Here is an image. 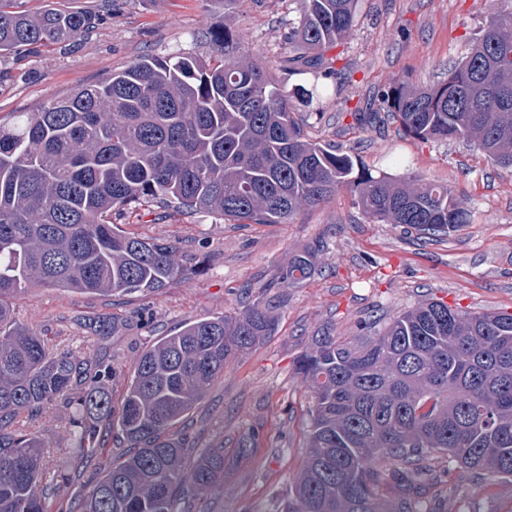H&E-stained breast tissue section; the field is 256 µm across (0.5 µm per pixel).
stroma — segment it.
<instances>
[{
    "mask_svg": "<svg viewBox=\"0 0 512 512\" xmlns=\"http://www.w3.org/2000/svg\"><path fill=\"white\" fill-rule=\"evenodd\" d=\"M512 0H360L355 32L345 45L351 79L328 78L326 95L297 103L308 136L353 151L372 174L444 183L473 213L472 223L428 237L399 224H373L341 190L285 224H236L202 214H174L150 206L117 222L126 232L173 241L191 269L182 283L158 294L106 297L32 288L14 302L19 320L41 333L56 352L103 366L101 384L120 408L143 350L188 321L232 315L271 303L278 325L248 354L228 360L224 373L180 423L190 458L224 447V478L190 499L192 512H285L303 466L310 394L296 371L313 337L331 332L350 341L367 320L388 321L429 299L464 312L512 313V169L492 164L463 140L420 141L392 120L352 127L351 109L371 103L400 82L430 85L461 59L491 13ZM294 0H239L232 22L207 0H115L112 14L92 33L61 49L0 60V119L35 112L50 98L103 80L144 55L190 53L209 59L204 30L231 28L242 50L266 61L288 87L313 88V74L288 75L278 62L282 35L297 21ZM314 257L312 275L282 286L277 276L297 254ZM74 396L14 421V432L45 443V464L60 475L49 512H69L123 450L107 441L84 448L74 421ZM254 435L252 453L236 446ZM425 512H512V481L466 482L428 500Z\"/></svg>",
    "mask_w": 512,
    "mask_h": 512,
    "instance_id": "obj_1",
    "label": "stroma"
}]
</instances>
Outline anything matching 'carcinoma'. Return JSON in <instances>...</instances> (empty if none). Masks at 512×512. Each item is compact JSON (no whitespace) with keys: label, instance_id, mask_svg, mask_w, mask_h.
<instances>
[{"label":"carcinoma","instance_id":"cac0c4a2","mask_svg":"<svg viewBox=\"0 0 512 512\" xmlns=\"http://www.w3.org/2000/svg\"><path fill=\"white\" fill-rule=\"evenodd\" d=\"M282 70L336 74L359 0H295ZM103 20L95 11L0 2V60L62 45ZM221 59L143 56L99 84L18 112L0 124V512H46L55 490L42 444L6 433L25 411L73 392L81 435L100 423L128 448L77 512H188L189 493L224 478V447L189 466L168 435L222 374L224 363L276 330L273 307L186 323L137 360L118 413L90 363L51 353L16 319L30 288L94 295L159 293L190 273L176 244L128 234L112 215L156 203L241 224H282L348 190L371 223L445 235L471 222L455 191L373 176L351 154L308 139L293 98L268 65L241 53L229 29L210 34ZM386 113L422 141L463 139L512 168V10L494 13L467 54L438 82H402L381 94ZM363 128L379 113L350 112ZM309 255L280 273L311 275ZM340 341L314 337L299 362L312 397L308 453L286 512H418L463 477L512 480V314L462 313L435 300L383 328Z\"/></svg>","mask_w":512,"mask_h":512}]
</instances>
